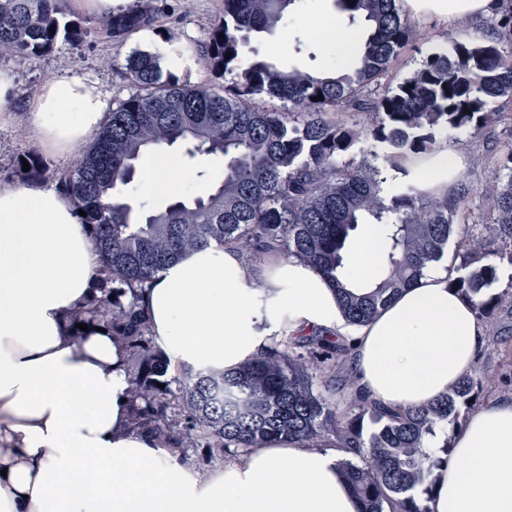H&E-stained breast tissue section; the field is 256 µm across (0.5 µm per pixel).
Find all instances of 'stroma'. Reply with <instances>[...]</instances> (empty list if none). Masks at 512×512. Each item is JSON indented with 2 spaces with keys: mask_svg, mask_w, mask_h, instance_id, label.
I'll return each mask as SVG.
<instances>
[{
  "mask_svg": "<svg viewBox=\"0 0 512 512\" xmlns=\"http://www.w3.org/2000/svg\"><path fill=\"white\" fill-rule=\"evenodd\" d=\"M157 13L156 27L148 44L163 58L164 69L180 80L223 91L224 81L210 69L196 65V55L213 25L224 13V0H152ZM336 0H295L284 14L279 26L270 33L252 35L248 45L241 47L244 58L258 57L285 68L319 72L326 69H349L356 61V51L347 44H327L315 35L319 14L338 12ZM85 35L79 41H58L54 50L39 57L6 56L0 67L15 74V116L11 123L0 126V183H20L17 157L35 150L28 130L25 101L53 73L67 70L97 82L110 107L135 94L136 88L127 77V56L147 44L140 36H130L115 43L92 30L93 19L79 14L75 17ZM414 24L430 30L433 39L428 43L409 44L399 57L385 84H397L418 69L435 46L458 36L457 28L448 27L440 17L428 14L414 17ZM186 48L185 59L175 58L173 47ZM499 112L495 122L480 132L469 129H441L435 136L438 146H451L465 163V180L470 187L466 207L474 216L484 215L487 206L485 189L498 169L497 162L512 146V104L497 101ZM182 169L178 186L167 194L145 191L142 176H135L124 192L134 212L147 211L168 204L172 199L190 201L204 195L224 176V158L220 155L188 156L181 144L168 146ZM493 331L487 332L477 354V364L489 374L476 399V407L512 398V307L501 306L494 315Z\"/></svg>",
  "mask_w": 512,
  "mask_h": 512,
  "instance_id": "35a3bbf8",
  "label": "stroma"
}]
</instances>
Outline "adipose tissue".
Returning <instances> with one entry per match:
<instances>
[{
	"mask_svg": "<svg viewBox=\"0 0 512 512\" xmlns=\"http://www.w3.org/2000/svg\"><path fill=\"white\" fill-rule=\"evenodd\" d=\"M498 8L499 0H401L403 13H432L451 26ZM108 108L96 82L63 71L28 100L29 130L39 150L62 157L98 134ZM462 171L460 154L444 147L412 164L409 177L446 193ZM383 253L380 225H366L348 282L372 283ZM98 267L67 194L0 185V512H358L335 450L283 437L201 479L148 430L134 429L124 349L93 328L75 334L72 315L93 297ZM138 306L170 373L229 370L283 338L318 333L352 343L361 397L402 409L446 394L472 372L483 343L441 261L361 326L347 322L313 267L292 257L259 266L230 246L166 266ZM82 453L93 471L81 466ZM452 455L462 465L438 470L432 512H512V400L473 413Z\"/></svg>",
	"mask_w": 512,
	"mask_h": 512,
	"instance_id": "adipose-tissue-1",
	"label": "adipose tissue"
}]
</instances>
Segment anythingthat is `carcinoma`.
Masks as SVG:
<instances>
[{
    "label": "carcinoma",
    "mask_w": 512,
    "mask_h": 512,
    "mask_svg": "<svg viewBox=\"0 0 512 512\" xmlns=\"http://www.w3.org/2000/svg\"><path fill=\"white\" fill-rule=\"evenodd\" d=\"M293 2L224 0V15L199 54L214 73L230 78L224 94L172 74L164 80L161 56L136 51L125 68L138 92L108 114L71 167L50 172L33 151L20 154L17 164L29 163L22 178L49 177L85 212L81 220L100 275L128 295L125 302L112 300L114 291L105 290L73 320L113 331L137 359L127 387L135 425L148 427L172 452L201 441L220 456L281 437L312 448L334 442L347 453L339 466L359 512H430L432 474L450 453L448 439L440 445L435 439L447 426H460L461 410L486 376L480 367L424 406L392 409L353 391L338 396L354 387L346 344L296 336L283 340L276 354L235 369L186 367L174 390L165 379L170 361L152 345L150 322L136 310L138 289L166 265L200 248L231 246L251 263L275 252L315 268L336 292L346 320L363 325L443 257L457 217L465 214L464 180L453 193L439 195L406 179L388 196L385 173L435 151V129L477 130L496 113L490 102L512 101V0H501L493 37L454 41L380 93L372 86L417 33L397 0H337L349 18L361 17L369 28L352 71L287 72L265 61L241 67L240 47L251 34L275 29ZM70 12L69 0H0V56H42L61 39H79L82 31ZM153 20L148 0H136L96 16L95 24L98 33L118 41ZM260 95L288 104V111L259 108L254 99ZM350 112L363 113V120L348 124L343 115ZM367 140L387 145L384 164L340 162ZM178 142L191 156H224V179L191 202L134 214L123 189L136 164L145 152ZM487 198L485 228L512 241V148ZM369 218L384 229L387 249L378 282L360 291L347 284L343 249L350 232ZM467 232L469 226L460 228L452 285L485 317L499 303L486 294L495 268L483 262ZM174 405L186 413L181 428L169 414ZM367 419L376 425L369 435Z\"/></svg>",
    "instance_id": "1"
}]
</instances>
